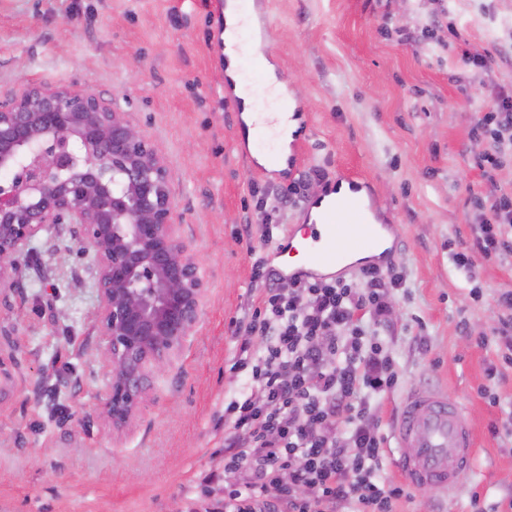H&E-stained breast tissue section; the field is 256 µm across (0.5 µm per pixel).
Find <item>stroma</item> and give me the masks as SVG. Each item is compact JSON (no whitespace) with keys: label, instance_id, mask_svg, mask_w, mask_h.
Listing matches in <instances>:
<instances>
[{"label":"stroma","instance_id":"35a3bbf8","mask_svg":"<svg viewBox=\"0 0 512 512\" xmlns=\"http://www.w3.org/2000/svg\"><path fill=\"white\" fill-rule=\"evenodd\" d=\"M266 57L306 116L296 173L263 175L240 145L224 99V0H0V97L26 82L72 86L108 100L165 158L177 222L201 266V320L173 369L160 373L140 416L113 436L100 414L105 342L91 254L74 227L54 224L22 260L0 308L19 365L0 394V512H222L224 400L244 374L237 325L259 305L257 264L304 222L302 205L328 179L358 175L382 224L397 225L382 342L398 388L372 419L389 436L404 397L438 389L464 405L476 473L455 498L406 486L392 458L382 474L406 495L396 512H471L472 496L512 504V430L491 435L512 403V368L497 361L495 298L512 290V252L470 271L478 201L512 196V159L486 179L478 119L512 93V0H267ZM473 46L488 70L466 65ZM251 229L252 246L240 236ZM486 344H479V337ZM488 386L491 405L478 390Z\"/></svg>","mask_w":512,"mask_h":512}]
</instances>
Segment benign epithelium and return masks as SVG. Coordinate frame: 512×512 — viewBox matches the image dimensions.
I'll return each mask as SVG.
<instances>
[{
    "label": "benign epithelium",
    "mask_w": 512,
    "mask_h": 512,
    "mask_svg": "<svg viewBox=\"0 0 512 512\" xmlns=\"http://www.w3.org/2000/svg\"><path fill=\"white\" fill-rule=\"evenodd\" d=\"M2 173L10 179L0 183V304L30 242L49 224L76 225L97 268L100 405L121 434L180 357L207 291L178 234L166 161L105 100L30 82L0 99ZM17 365L13 330L0 326V391Z\"/></svg>",
    "instance_id": "1"
}]
</instances>
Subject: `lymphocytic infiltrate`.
<instances>
[{
    "label": "lymphocytic infiltrate",
    "mask_w": 512,
    "mask_h": 512,
    "mask_svg": "<svg viewBox=\"0 0 512 512\" xmlns=\"http://www.w3.org/2000/svg\"><path fill=\"white\" fill-rule=\"evenodd\" d=\"M480 126L490 128V167L512 155V95H500ZM474 246L484 258L512 251V198L481 211ZM260 310L247 326L262 347L235 370L250 385L224 404V512H395L402 487L381 479L383 438L368 417L397 376L379 332L392 324L388 296L401 275L376 266L358 281L262 275Z\"/></svg>",
    "instance_id": "1"
}]
</instances>
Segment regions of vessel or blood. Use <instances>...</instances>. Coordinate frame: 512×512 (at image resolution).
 Returning a JSON list of instances; mask_svg holds the SVG:
<instances>
[{
    "label": "vessel or blood",
    "mask_w": 512,
    "mask_h": 512,
    "mask_svg": "<svg viewBox=\"0 0 512 512\" xmlns=\"http://www.w3.org/2000/svg\"><path fill=\"white\" fill-rule=\"evenodd\" d=\"M240 7L246 23L239 36V53L244 57L259 54L269 38L267 4L265 0H241ZM360 184V178L347 176L345 181L326 185L309 202L311 228L288 247L304 261L296 276L334 268L348 254L380 246L382 238L372 210L357 195ZM392 438L396 466L409 484L431 483L452 494L473 469L475 443L470 421L462 405L442 393L416 391L406 396Z\"/></svg>",
    "instance_id": "obj_1"
}]
</instances>
